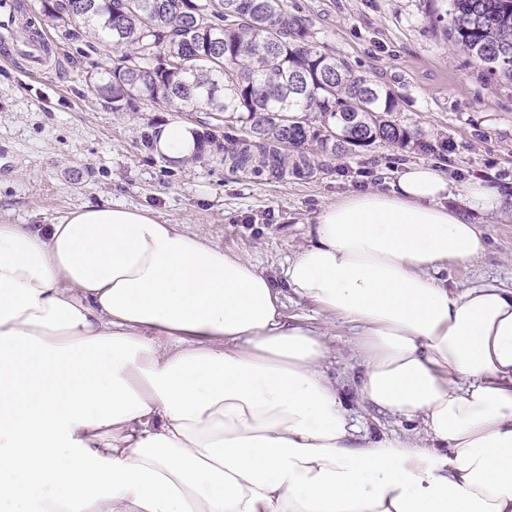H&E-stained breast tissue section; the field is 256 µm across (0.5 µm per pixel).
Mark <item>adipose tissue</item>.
Here are the masks:
<instances>
[{
	"label": "adipose tissue",
	"instance_id": "ef3b65f1",
	"mask_svg": "<svg viewBox=\"0 0 512 512\" xmlns=\"http://www.w3.org/2000/svg\"><path fill=\"white\" fill-rule=\"evenodd\" d=\"M192 162L197 126L154 131ZM497 186L404 166L323 206L285 289L146 208L0 223V512H512V290L461 292ZM351 328L363 432L324 371ZM285 294L282 298L283 301V313L286 317H302L309 320L310 323L318 324L322 320V315L317 308L311 302L301 300L297 298L290 291L284 290Z\"/></svg>",
	"mask_w": 512,
	"mask_h": 512
}]
</instances>
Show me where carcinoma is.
<instances>
[{"mask_svg": "<svg viewBox=\"0 0 512 512\" xmlns=\"http://www.w3.org/2000/svg\"><path fill=\"white\" fill-rule=\"evenodd\" d=\"M41 0L63 43L112 45L96 94L114 112L142 101L224 115L245 133L233 167L309 176L321 158L376 141L406 146L395 94L319 51L283 0ZM429 22L493 79L512 83V0H441Z\"/></svg>", "mask_w": 512, "mask_h": 512, "instance_id": "obj_1", "label": "carcinoma"}]
</instances>
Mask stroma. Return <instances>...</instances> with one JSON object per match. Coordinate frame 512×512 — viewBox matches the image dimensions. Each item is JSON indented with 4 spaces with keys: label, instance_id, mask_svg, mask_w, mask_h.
<instances>
[{
    "label": "stroma",
    "instance_id": "1",
    "mask_svg": "<svg viewBox=\"0 0 512 512\" xmlns=\"http://www.w3.org/2000/svg\"><path fill=\"white\" fill-rule=\"evenodd\" d=\"M284 6L302 20L318 50L392 90L397 120L433 152L377 142L324 157L308 178L257 177L224 163V147L240 130L207 112L148 102L135 112L112 111L92 87L112 68L111 47L58 43L37 73L14 58L0 62V222L55 224L71 210L103 203L147 207L165 223L248 256L280 286L289 257L305 244L323 205L380 187L405 165L444 155L449 179L491 176L512 197V85L485 78L433 29L425 0H285ZM177 119L198 125L213 141L176 170L154 153L152 138L157 126ZM479 223L486 254L449 264L441 279L456 292L489 282L512 288V211ZM348 335L342 324L328 332V377L369 433L404 430L398 418L358 402Z\"/></svg>",
    "mask_w": 512,
    "mask_h": 512
}]
</instances>
